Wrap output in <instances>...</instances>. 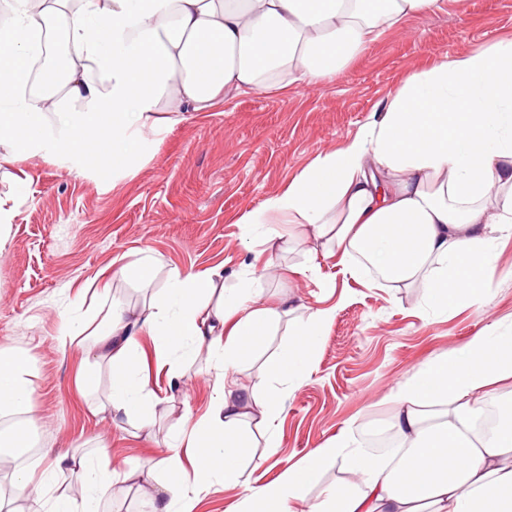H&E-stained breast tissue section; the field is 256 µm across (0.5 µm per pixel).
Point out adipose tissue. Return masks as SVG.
<instances>
[{
    "mask_svg": "<svg viewBox=\"0 0 512 512\" xmlns=\"http://www.w3.org/2000/svg\"><path fill=\"white\" fill-rule=\"evenodd\" d=\"M439 0H15L0 28V160L52 156L72 171L108 157L129 165L127 144L216 99L304 82L323 84L410 16ZM267 211L300 226L304 237L335 246L350 274L377 271L391 282L422 284L430 306L445 310L479 299L491 280L494 234L512 235V41L461 52L411 70L381 111L340 147L319 153ZM273 262L254 269L234 296L221 294L212 271L170 273L144 311L115 304L99 317L76 315L61 326V345L85 337L111 370V419L138 417L150 427L159 398L143 374L140 332L156 340L172 371L201 350L221 369L211 411H185L165 455L127 472L87 454H64L32 479L15 474L28 512H99L118 481L139 478L145 512H191L200 487L219 479L244 485L236 512H292L319 471L349 463L312 512H512V426L481 437L474 422L491 384L512 379V334L478 335L428 358L392 391L389 430L397 462L352 447L339 434L283 468L273 481L245 476L250 419L271 424L283 403L240 384L244 351L261 348L281 317L289 340L269 355L265 372L300 379L330 319L267 306L259 284ZM30 359L0 350V418L30 416ZM446 403L433 411L434 403ZM194 450L185 471L179 450ZM78 477L74 493L44 501L55 469Z\"/></svg>",
    "mask_w": 512,
    "mask_h": 512,
    "instance_id": "1",
    "label": "adipose tissue"
}]
</instances>
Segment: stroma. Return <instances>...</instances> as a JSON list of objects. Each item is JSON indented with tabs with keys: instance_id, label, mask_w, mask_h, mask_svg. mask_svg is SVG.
Returning a JSON list of instances; mask_svg holds the SVG:
<instances>
[{
	"instance_id": "obj_1",
	"label": "stroma",
	"mask_w": 512,
	"mask_h": 512,
	"mask_svg": "<svg viewBox=\"0 0 512 512\" xmlns=\"http://www.w3.org/2000/svg\"><path fill=\"white\" fill-rule=\"evenodd\" d=\"M505 38L512 39V0H442L440 10L385 29L320 89L298 82L185 113L152 135L131 169L94 159L76 173L41 156L0 164V199L14 210L0 247V349L27 351L34 388L36 453L17 458V469L42 470L59 454L94 451L103 438L104 456L126 470L166 454L185 409L208 411L216 361L203 353L183 365L184 389L170 393L169 368L144 335V374L164 402L151 431L134 417L109 425L99 411L109 394L107 372L94 388H81L85 355L57 340L71 312L89 315L115 302L143 308L174 269L220 270L231 295L252 267L272 257L292 273L262 281L269 303L287 296L332 312L302 382L267 378L258 351L241 357V383L263 385L284 402L273 427L275 454L265 457L263 438L252 439L255 483L274 480L345 427L353 429V445L365 446L368 427L391 417L385 396L425 358L481 332L512 328V238L493 243L496 272L482 301L464 300L441 313L424 305L420 287L346 276L339 256L325 255L318 242L270 255L262 232L241 221L262 211L318 153L354 135L412 68ZM143 257L155 263L152 282L121 276L122 267Z\"/></svg>"
}]
</instances>
